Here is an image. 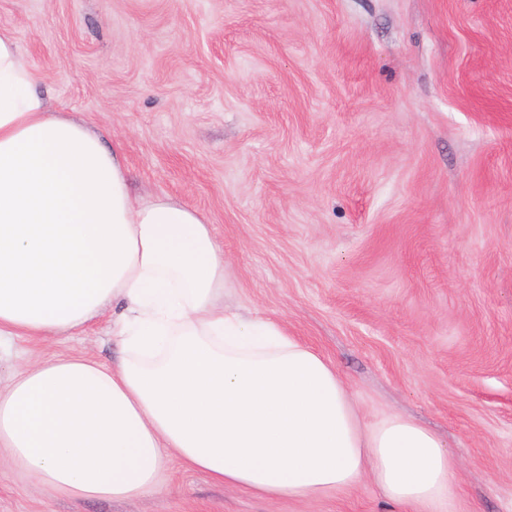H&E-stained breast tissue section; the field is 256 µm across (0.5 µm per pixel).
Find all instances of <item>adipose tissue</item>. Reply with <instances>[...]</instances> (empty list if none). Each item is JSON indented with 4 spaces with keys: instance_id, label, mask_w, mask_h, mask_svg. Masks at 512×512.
I'll use <instances>...</instances> for the list:
<instances>
[{
    "instance_id": "ef3b65f1",
    "label": "adipose tissue",
    "mask_w": 512,
    "mask_h": 512,
    "mask_svg": "<svg viewBox=\"0 0 512 512\" xmlns=\"http://www.w3.org/2000/svg\"><path fill=\"white\" fill-rule=\"evenodd\" d=\"M42 71L0 29V345L116 310L112 367L82 356L0 385V460L43 494L126 500L167 464L261 497L316 499L371 478L413 512H456L446 443L361 423L335 367L274 320L224 308V251L171 196L134 198L126 157L51 112Z\"/></svg>"
}]
</instances>
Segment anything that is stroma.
<instances>
[{
  "label": "stroma",
  "instance_id": "obj_1",
  "mask_svg": "<svg viewBox=\"0 0 512 512\" xmlns=\"http://www.w3.org/2000/svg\"><path fill=\"white\" fill-rule=\"evenodd\" d=\"M52 111L106 133L134 194L200 211L224 305L331 362L367 421L437 433L460 512H512V0H0ZM120 358L112 315L17 340L0 378ZM0 512H389L371 480L266 500L172 464L127 501L0 465Z\"/></svg>",
  "mask_w": 512,
  "mask_h": 512
}]
</instances>
